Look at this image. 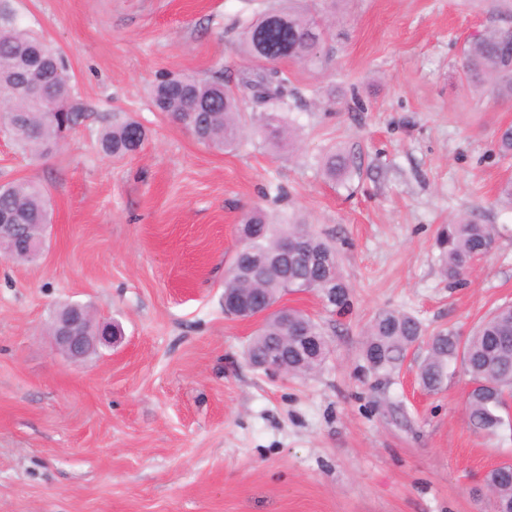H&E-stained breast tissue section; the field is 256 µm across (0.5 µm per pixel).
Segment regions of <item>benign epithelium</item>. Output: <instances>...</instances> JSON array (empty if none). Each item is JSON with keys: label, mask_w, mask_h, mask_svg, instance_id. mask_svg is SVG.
<instances>
[{"label": "benign epithelium", "mask_w": 512, "mask_h": 512, "mask_svg": "<svg viewBox=\"0 0 512 512\" xmlns=\"http://www.w3.org/2000/svg\"><path fill=\"white\" fill-rule=\"evenodd\" d=\"M23 225L11 214H0V232L13 235V241L20 244L17 252L30 259L40 255L43 241L27 239L21 234ZM55 347L70 359L78 361L87 357L100 345L115 344L120 336L110 323H98L86 307L71 304L56 316L53 327Z\"/></svg>", "instance_id": "obj_1"}]
</instances>
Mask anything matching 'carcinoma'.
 Listing matches in <instances>:
<instances>
[{
    "instance_id": "cac0c4a2",
    "label": "carcinoma",
    "mask_w": 512,
    "mask_h": 512,
    "mask_svg": "<svg viewBox=\"0 0 512 512\" xmlns=\"http://www.w3.org/2000/svg\"><path fill=\"white\" fill-rule=\"evenodd\" d=\"M301 0H276L256 17L241 23L240 51L257 68L254 76L268 77L259 89L242 83L243 91L259 94L266 111L252 123L253 132L272 149L291 143L298 129L288 117V72L275 69L281 62L301 65L319 60V48L329 28L310 11L298 6ZM463 74L477 90L512 98V30L494 29L469 42L463 51ZM37 70L49 101L40 106L36 98L21 99L13 88ZM0 129L25 152L43 156L57 147L58 138L74 130L86 118L84 105L76 97L64 59L47 41L17 22L12 0H0ZM155 108L191 132L201 143L230 150L246 130L238 91L220 81L193 76L163 79L151 89ZM144 128L123 112L112 115V124L100 132L103 153L123 158L136 152L145 139ZM499 155L512 159V126L499 130ZM327 178L347 181L359 172L358 158L345 149H331L322 160ZM18 213L29 225L28 235L39 236V225L49 219L47 200L41 187L17 181L0 187V212ZM243 256L230 267L224 279V296L246 303L264 314L263 324L252 337L247 356L276 352L288 361V375L300 378L320 367L329 345L321 326L302 310L288 309V325L300 324L318 345L303 355L293 347L281 348L274 340L284 335L281 311H270L286 293L315 291L332 312L349 308V285L339 270L335 246L306 224H275L260 208L245 213L236 227ZM298 241L303 254L283 262L280 245ZM496 229L472 218L444 225L438 234L441 272L457 283L471 272L473 263L494 247ZM425 342L427 355L419 367L420 385L429 391L440 388L449 362L459 359L475 388L466 400L470 424L493 433L506 423L512 397V305L492 310L464 339L451 330L429 337L421 322L397 311L378 314L367 332L364 355L371 370L385 375L405 360L409 348ZM487 487L495 500L512 504V465L490 471Z\"/></svg>"
}]
</instances>
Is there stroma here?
<instances>
[{"instance_id":"1","label":"stroma","mask_w":512,"mask_h":512,"mask_svg":"<svg viewBox=\"0 0 512 512\" xmlns=\"http://www.w3.org/2000/svg\"><path fill=\"white\" fill-rule=\"evenodd\" d=\"M273 0H13L62 52L87 118L43 157L0 136V185L50 201L33 262L0 258V512H494L489 471L512 462V427L475 432L469 378L454 362L425 390V347L385 376L363 358L375 315L468 336L512 303V165L495 149L512 100L470 87L472 38L512 28V0H306L332 36L313 65L283 63L300 139L250 137L224 151L165 114L167 76L240 87L253 66L237 21ZM124 112L146 139L107 157L99 133ZM334 146L361 173L326 179ZM262 208L332 241L351 291L343 315L312 292L285 295L330 347L304 378L245 355L258 320L224 312L243 212ZM467 215L496 246L462 285L439 273L438 232ZM116 322L121 343L80 361L55 350L65 305Z\"/></svg>"}]
</instances>
